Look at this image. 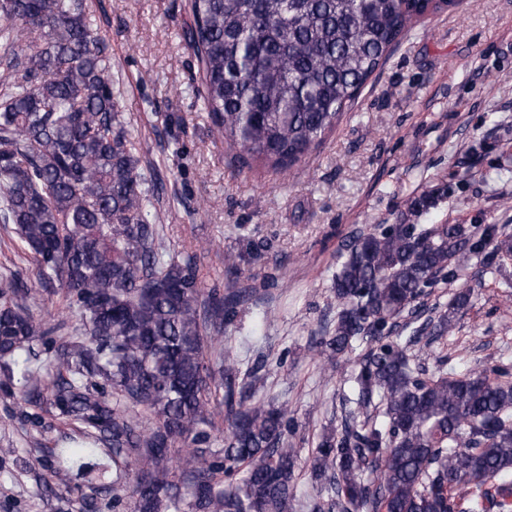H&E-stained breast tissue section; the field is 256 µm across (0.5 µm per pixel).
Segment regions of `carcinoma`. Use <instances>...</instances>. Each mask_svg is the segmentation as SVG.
Segmentation results:
<instances>
[{
  "label": "carcinoma",
  "instance_id": "1",
  "mask_svg": "<svg viewBox=\"0 0 512 512\" xmlns=\"http://www.w3.org/2000/svg\"><path fill=\"white\" fill-rule=\"evenodd\" d=\"M189 7L202 110L244 163L283 172L318 148L408 27L451 5ZM139 145L84 0H0V224L84 315V333L43 360L30 345L49 334L29 310L33 289L15 273L0 281L6 380L26 398L39 373L56 374L51 405L80 428L79 468L98 446L114 465L138 466L135 512H295L288 410L255 398L224 352L207 353L209 323L232 322L242 292L203 300L194 257L162 258L157 182ZM479 255L486 269L512 261V235L495 224H377L347 245L323 346L335 358L369 343L351 374L365 417L315 448L312 475L328 499L314 512H512V366L428 377L420 358L386 341L406 315L423 319L418 336L447 334L450 314L424 319L420 299L440 278H466ZM219 391L228 427L216 461Z\"/></svg>",
  "mask_w": 512,
  "mask_h": 512
}]
</instances>
